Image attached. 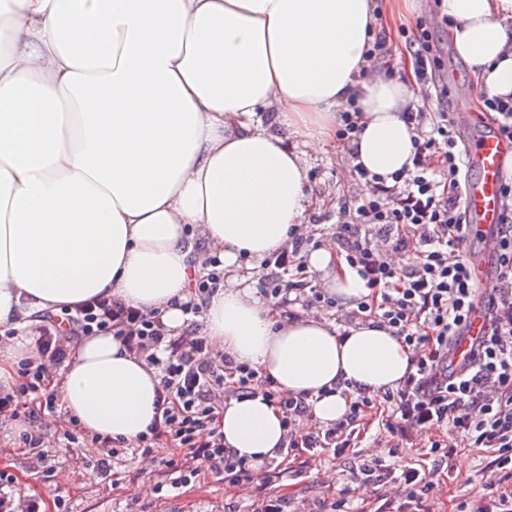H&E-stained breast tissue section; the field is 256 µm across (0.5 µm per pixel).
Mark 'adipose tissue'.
Returning a JSON list of instances; mask_svg holds the SVG:
<instances>
[{"instance_id":"1","label":"adipose tissue","mask_w":512,"mask_h":512,"mask_svg":"<svg viewBox=\"0 0 512 512\" xmlns=\"http://www.w3.org/2000/svg\"><path fill=\"white\" fill-rule=\"evenodd\" d=\"M482 95L512 93V0H441ZM380 0H0V389L36 354L44 312L104 297L187 326L191 283L219 258L224 284L203 304L214 350L309 396L327 425L347 385L381 395L407 346L363 323L340 331L282 315L243 260L261 262L310 231L318 199L305 158L336 147L340 111L362 130L351 165L389 176L409 164L404 112L427 93L409 54L398 73L370 51L387 26ZM342 309L368 295L334 239L305 259ZM58 413L137 447L159 373L113 335L83 337L51 382ZM224 445L279 463L287 431L262 394L229 398Z\"/></svg>"}]
</instances>
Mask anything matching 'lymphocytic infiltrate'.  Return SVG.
Masks as SVG:
<instances>
[{
    "label": "lymphocytic infiltrate",
    "instance_id": "lymphocytic-infiltrate-1",
    "mask_svg": "<svg viewBox=\"0 0 512 512\" xmlns=\"http://www.w3.org/2000/svg\"><path fill=\"white\" fill-rule=\"evenodd\" d=\"M420 79L441 66L433 35L425 22L402 30ZM432 111L416 109L406 118L417 132L409 166L383 177L366 169L355 174L363 187L359 196L342 200L336 215L339 259L357 271L369 293L345 313L344 324L373 320L403 339L411 351L409 371L397 388L384 395L359 388L350 395L348 410L330 427L299 428L310 418L306 398L281 392L269 377L246 363L214 354L199 330L200 301L221 282L219 269L197 278L198 303L187 308L191 320L185 332L165 336L155 316L96 298L75 312L44 316L35 339L37 355L19 364V391L34 395L36 406L53 409L54 393L48 371L71 354L77 336L116 332L128 350L143 354L158 370L161 390L158 418L140 439V455H150L160 442L171 443L172 458L164 460L163 475L154 487L189 486L202 470L235 485L252 468L224 446L216 422L227 397L262 391L283 414L288 453L305 449L313 454H345L360 435V426L379 405H386L381 428L389 455L424 440L427 454L447 457L452 449L487 448L486 464L499 482H486V491L469 512H512V182H503L504 208L497 226L496 284L485 308L488 330L468 363L453 365L454 339L461 337L480 294L469 257L468 224L461 207L463 154L448 108V91L436 93ZM313 235L294 236L270 256L265 268V294L279 308L298 307L330 313L335 307L325 289L311 284L304 273V254L314 248ZM406 254V265L388 262L387 252ZM363 482L399 484L402 503L385 499L375 512H435L432 476L409 467L395 471L373 458L360 468Z\"/></svg>",
    "mask_w": 512,
    "mask_h": 512
}]
</instances>
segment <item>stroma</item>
I'll return each mask as SVG.
<instances>
[{
    "mask_svg": "<svg viewBox=\"0 0 512 512\" xmlns=\"http://www.w3.org/2000/svg\"><path fill=\"white\" fill-rule=\"evenodd\" d=\"M431 17L435 26L434 43L443 60V77L450 90L452 103L468 99L478 101L479 94L469 65L457 54L449 36V27L438 15L433 0H421L411 16L389 20L388 46L392 54L404 52L400 28L413 27L416 20ZM311 184L321 198L319 213L322 237H331L336 223V210L342 196L360 193L361 186L346 155L326 152L306 159ZM45 434L48 445L43 456L28 453L18 447L17 435H10L14 450L7 460H0V470L15 475L19 488L25 494L41 497L43 512H55L53 496L62 494L69 500L72 512H224L226 505H234L237 512H251L261 496L260 478H252L248 494H239L237 487L228 486L211 474H203L199 482L171 491L167 501H157L153 484L161 477L160 466L144 469L141 457L127 456L112 474L98 476L93 471L96 451L68 448L63 432L66 422L51 425L46 414L33 420ZM372 437L362 438L354 453L324 461H312L302 476H288L280 488L288 495L292 512H319L323 502L336 497L341 489H348L354 507L370 512L379 492L377 486L364 484L355 475V469L364 460L386 456ZM424 463L434 469L438 485L439 512H456L460 502L471 501L486 480L483 466L486 454L474 448L458 449L449 464L435 465L433 460H420L416 449H404L391 459L393 467L416 466Z\"/></svg>",
    "mask_w": 512,
    "mask_h": 512,
    "instance_id": "stroma-1",
    "label": "stroma"
}]
</instances>
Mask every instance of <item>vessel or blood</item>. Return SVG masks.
I'll return each mask as SVG.
<instances>
[{
	"label": "vessel or blood",
	"instance_id": "vessel-or-blood-1",
	"mask_svg": "<svg viewBox=\"0 0 512 512\" xmlns=\"http://www.w3.org/2000/svg\"><path fill=\"white\" fill-rule=\"evenodd\" d=\"M510 158L512 142L486 130L477 135L465 154V163L475 175L467 181L461 204L469 217L471 236L482 242L480 252L473 255L472 261L476 279L483 288L492 287L494 281L491 263L497 246L494 231L503 210L501 184L505 162ZM486 327L483 311H475L465 334L453 345L454 363L463 361L472 343L485 334Z\"/></svg>",
	"mask_w": 512,
	"mask_h": 512
}]
</instances>
